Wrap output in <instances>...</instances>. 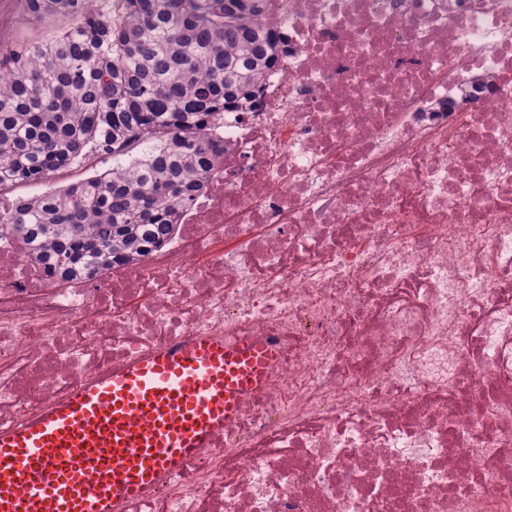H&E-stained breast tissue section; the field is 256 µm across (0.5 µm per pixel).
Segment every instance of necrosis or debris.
<instances>
[{
  "instance_id": "1",
  "label": "necrosis or debris",
  "mask_w": 512,
  "mask_h": 512,
  "mask_svg": "<svg viewBox=\"0 0 512 512\" xmlns=\"http://www.w3.org/2000/svg\"><path fill=\"white\" fill-rule=\"evenodd\" d=\"M284 68L168 244L53 279L0 225V428L192 336L270 344L119 512H512V0H266Z\"/></svg>"
}]
</instances>
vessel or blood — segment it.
Instances as JSON below:
<instances>
[{
    "mask_svg": "<svg viewBox=\"0 0 512 512\" xmlns=\"http://www.w3.org/2000/svg\"><path fill=\"white\" fill-rule=\"evenodd\" d=\"M272 356L195 336L0 429V512H113L151 493L234 416Z\"/></svg>",
    "mask_w": 512,
    "mask_h": 512,
    "instance_id": "1",
    "label": "vessel or blood"
}]
</instances>
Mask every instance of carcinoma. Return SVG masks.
Listing matches in <instances>:
<instances>
[{
	"label": "carcinoma",
	"instance_id": "carcinoma-1",
	"mask_svg": "<svg viewBox=\"0 0 512 512\" xmlns=\"http://www.w3.org/2000/svg\"><path fill=\"white\" fill-rule=\"evenodd\" d=\"M56 33L0 44V188L92 157L112 167L16 200L5 223L68 279L134 264L204 194L226 112H252L284 49L265 0H20Z\"/></svg>",
	"mask_w": 512,
	"mask_h": 512
}]
</instances>
